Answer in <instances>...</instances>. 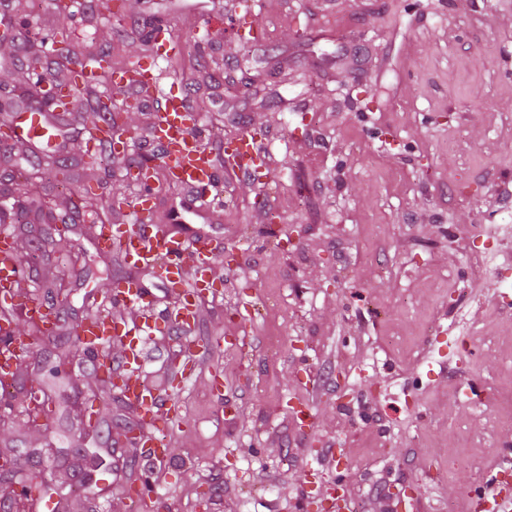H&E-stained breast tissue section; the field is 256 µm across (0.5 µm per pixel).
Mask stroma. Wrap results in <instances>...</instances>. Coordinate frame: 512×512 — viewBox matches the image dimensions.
I'll use <instances>...</instances> for the list:
<instances>
[{
	"label": "stroma",
	"mask_w": 512,
	"mask_h": 512,
	"mask_svg": "<svg viewBox=\"0 0 512 512\" xmlns=\"http://www.w3.org/2000/svg\"><path fill=\"white\" fill-rule=\"evenodd\" d=\"M259 41L237 40L216 0H76L66 24L84 53L118 44L142 59L149 28L180 42L167 90L201 114L203 142L261 132L268 172H224L218 213L187 216L223 240L216 293L189 337L147 347L143 375L178 402L170 458L120 447L136 411L99 387L76 329L112 283L135 275L154 311L173 294L149 267L100 253L82 214L66 252L21 245L29 293L56 282L59 336H28L7 398L0 450L39 470L35 512H130L119 488L150 472L140 512H325L344 475L345 512H473L470 491L512 451V0H251ZM0 0V99L31 74L7 59L41 49L49 30ZM65 126L73 181L127 187V159L90 163L84 124ZM485 249L480 263L472 250ZM225 343L211 347L216 336ZM195 369L176 388L185 339ZM49 386L54 419L28 428L25 388Z\"/></svg>",
	"instance_id": "obj_1"
}]
</instances>
